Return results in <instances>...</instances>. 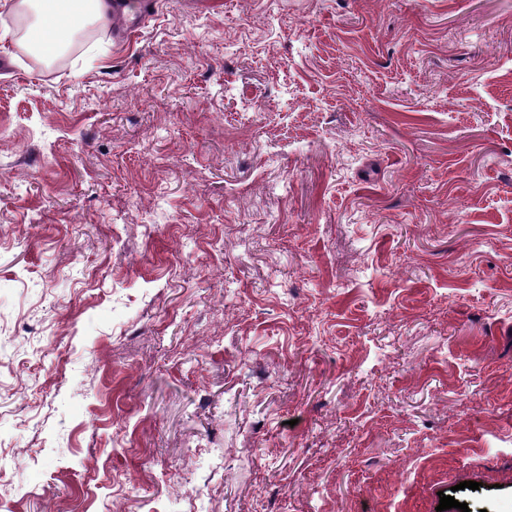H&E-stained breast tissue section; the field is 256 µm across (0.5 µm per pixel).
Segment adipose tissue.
Segmentation results:
<instances>
[{
    "mask_svg": "<svg viewBox=\"0 0 512 512\" xmlns=\"http://www.w3.org/2000/svg\"><path fill=\"white\" fill-rule=\"evenodd\" d=\"M13 9L29 20L26 49L45 60L63 53L87 25L112 18V0H15Z\"/></svg>",
    "mask_w": 512,
    "mask_h": 512,
    "instance_id": "1",
    "label": "adipose tissue"
}]
</instances>
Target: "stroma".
<instances>
[{
    "instance_id": "obj_1",
    "label": "stroma",
    "mask_w": 512,
    "mask_h": 512,
    "mask_svg": "<svg viewBox=\"0 0 512 512\" xmlns=\"http://www.w3.org/2000/svg\"><path fill=\"white\" fill-rule=\"evenodd\" d=\"M13 2L0 512H512V0ZM127 0H16L13 10L29 19L25 48L44 60L63 53L87 25L107 24L130 13Z\"/></svg>"
}]
</instances>
